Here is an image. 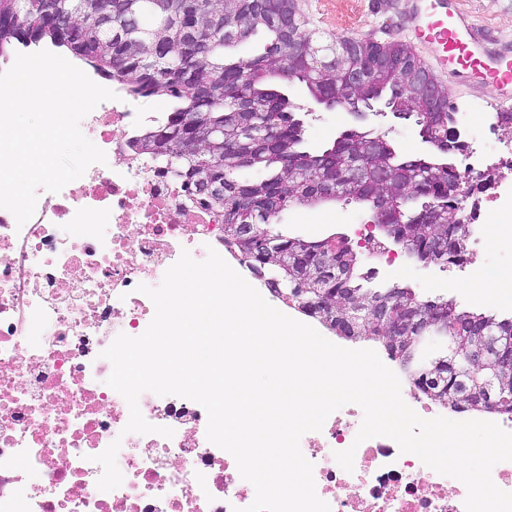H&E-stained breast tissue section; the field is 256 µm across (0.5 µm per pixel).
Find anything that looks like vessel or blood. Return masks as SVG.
Returning <instances> with one entry per match:
<instances>
[{"mask_svg":"<svg viewBox=\"0 0 512 512\" xmlns=\"http://www.w3.org/2000/svg\"><path fill=\"white\" fill-rule=\"evenodd\" d=\"M408 35L419 46H435V54L426 61L433 73L449 78L468 73L470 91L483 84L496 85L501 92L497 106L512 107V51L473 26L465 13L448 10L440 0H426Z\"/></svg>","mask_w":512,"mask_h":512,"instance_id":"vessel-or-blood-1","label":"vessel or blood"}]
</instances>
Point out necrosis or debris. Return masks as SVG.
Masks as SVG:
<instances>
[{
	"mask_svg": "<svg viewBox=\"0 0 512 512\" xmlns=\"http://www.w3.org/2000/svg\"><path fill=\"white\" fill-rule=\"evenodd\" d=\"M462 117V182L512 170V143L491 148L470 134L501 125V112ZM153 122L128 98L102 102L80 127L109 164L91 165L60 193L39 191L24 225L0 209V512H240L254 500L233 456L208 441L200 404L142 393L143 417L174 434H128L129 407L106 383L102 351L118 334L141 335L154 316L138 285L158 286L182 251L201 261L224 249L223 216L183 208L165 163L130 150ZM362 419L358 405H345L300 440L331 512H465L462 482L391 438L356 442ZM115 441L123 482L103 491L92 458ZM351 447L349 473L335 454Z\"/></svg>",
	"mask_w": 512,
	"mask_h": 512,
	"instance_id": "4bbe7bcc",
	"label": "necrosis or debris"
}]
</instances>
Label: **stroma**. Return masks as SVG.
Segmentation results:
<instances>
[{"label":"stroma","mask_w":512,"mask_h":512,"mask_svg":"<svg viewBox=\"0 0 512 512\" xmlns=\"http://www.w3.org/2000/svg\"><path fill=\"white\" fill-rule=\"evenodd\" d=\"M467 11L473 21L504 40L512 41V0H449ZM308 28L321 39L368 38L378 42L406 41L404 27L414 13L416 0H297ZM295 103L296 118L303 122L309 149L329 147L354 121L346 113L315 104L306 88L298 83L284 85ZM368 125L405 154L427 155L414 120H400L392 114L369 116ZM371 221L369 208L355 200L327 201L312 206H292L280 217V231L307 240L329 235L355 237L358 225ZM363 287L384 289L400 284L413 288L424 299L453 300L459 308L484 311L500 318L512 316V301H498L475 295L448 265L418 262L401 253L395 262L360 248Z\"/></svg>","instance_id":"35a3bbf8"}]
</instances>
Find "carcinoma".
Listing matches in <instances>:
<instances>
[{
	"label": "carcinoma",
	"mask_w": 512,
	"mask_h": 512,
	"mask_svg": "<svg viewBox=\"0 0 512 512\" xmlns=\"http://www.w3.org/2000/svg\"><path fill=\"white\" fill-rule=\"evenodd\" d=\"M56 16L68 25L55 24ZM260 30L268 36L262 53L226 57V50ZM23 42L66 48L133 99L174 101L165 121L147 127L131 145L163 160L181 184L193 187L205 177L220 188L206 199L224 214L225 249L261 269L273 288L289 293L298 287L306 299L334 302L335 316L352 317L355 335L380 344L425 395V379L448 356L438 352L419 359V345L431 336L447 337L452 348L463 342L466 348L456 354L443 393L430 399L458 413L487 411L477 399H461L458 381L479 387L490 374L470 357L473 329L486 326L512 335V318L460 309L451 300H422L406 285L365 288L359 253L348 237L307 241L276 229L278 214L290 206L352 199L368 205L385 236L401 240L423 264L447 263L465 252L472 228L457 221L462 189L451 161L455 130L448 97H441L434 111L416 116L421 138L437 144L429 157L405 156L384 138L365 156L360 148L366 131L359 126L314 152L304 146L293 104L272 83L297 82L312 97L329 99L346 91L350 73L358 72L367 79L368 93L387 92L394 109L414 111L421 105L420 91L396 92L404 68L415 63L406 45L352 37L324 44L307 29L295 0H0V55ZM251 121L268 134L252 137ZM217 129L224 130V139L214 137ZM186 139L197 144L189 155L179 151ZM358 165L363 176L356 180ZM247 169L260 177L240 179ZM381 171L390 174L386 187L378 182ZM244 224L261 225L280 254L266 257L241 233ZM383 299L388 314L379 321L367 307ZM418 306L434 308L440 317L405 347H395L392 337L408 335L396 325L408 308ZM494 412L512 416V381L498 391Z\"/></svg>",
	"instance_id": "obj_1"
}]
</instances>
